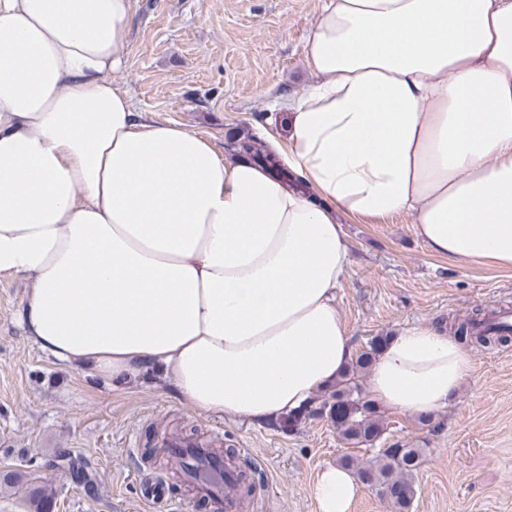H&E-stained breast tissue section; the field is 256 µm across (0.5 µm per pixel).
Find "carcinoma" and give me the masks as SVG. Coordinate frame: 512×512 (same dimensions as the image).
Masks as SVG:
<instances>
[{"label": "carcinoma", "instance_id": "carcinoma-1", "mask_svg": "<svg viewBox=\"0 0 512 512\" xmlns=\"http://www.w3.org/2000/svg\"><path fill=\"white\" fill-rule=\"evenodd\" d=\"M236 149L257 164L276 168V152L267 143L247 137L236 141ZM485 314L483 309L475 310L469 319L457 324L456 331L468 343L492 346L508 342L506 336L471 334L469 325L482 324ZM387 340L386 336L372 338L368 347L357 353L344 373L336 379L328 397L312 399L298 414L284 418L283 427L293 431L306 419H326L336 427L345 444L353 447L374 446L386 427L377 415V406L363 390L361 380ZM424 453L423 448H381L371 464L356 468V473L362 484L375 489L396 512H405L416 495L414 473L421 465ZM25 493L30 512H50L51 502L54 501L53 491L28 481Z\"/></svg>", "mask_w": 512, "mask_h": 512}]
</instances>
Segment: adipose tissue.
<instances>
[{
	"instance_id": "adipose-tissue-1",
	"label": "adipose tissue",
	"mask_w": 512,
	"mask_h": 512,
	"mask_svg": "<svg viewBox=\"0 0 512 512\" xmlns=\"http://www.w3.org/2000/svg\"><path fill=\"white\" fill-rule=\"evenodd\" d=\"M132 25V0H0V279L27 281L24 334L64 366L153 373L189 409L272 423L353 355L339 215L406 216L436 254L512 267V0H325L310 87L281 103L302 192L139 114L112 83ZM471 369L416 326L367 384L434 413ZM359 490L321 467L317 512Z\"/></svg>"
}]
</instances>
